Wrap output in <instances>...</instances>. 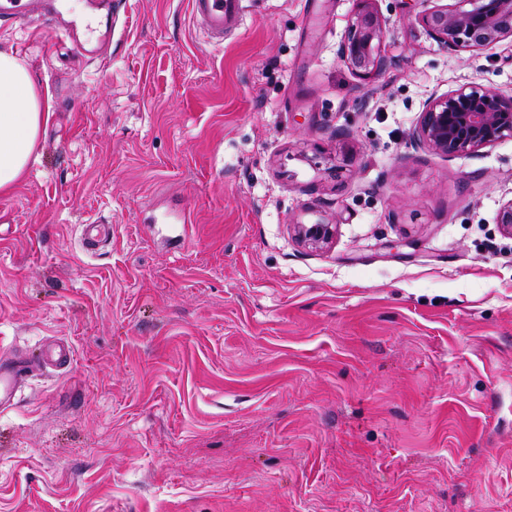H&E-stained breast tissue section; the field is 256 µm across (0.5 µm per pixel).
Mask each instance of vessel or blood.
<instances>
[{
	"label": "vessel or blood",
	"mask_w": 512,
	"mask_h": 512,
	"mask_svg": "<svg viewBox=\"0 0 512 512\" xmlns=\"http://www.w3.org/2000/svg\"><path fill=\"white\" fill-rule=\"evenodd\" d=\"M193 15L200 19L206 32L223 37L225 26L241 11L240 0H191ZM45 19L52 28L67 38L74 52L83 59L102 56L112 43V23L104 21L92 26L82 17L68 14L64 0H0V19ZM72 354L68 344L57 342L31 360L13 351L0 352V411L13 406L24 379L36 369L51 367L67 371Z\"/></svg>",
	"instance_id": "vessel-or-blood-1"
}]
</instances>
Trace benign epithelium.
Returning <instances> with one entry per match:
<instances>
[{
  "label": "benign epithelium",
  "mask_w": 512,
  "mask_h": 512,
  "mask_svg": "<svg viewBox=\"0 0 512 512\" xmlns=\"http://www.w3.org/2000/svg\"><path fill=\"white\" fill-rule=\"evenodd\" d=\"M358 2L337 55L353 74L367 79L386 70L385 31L376 0ZM421 22L429 38L454 50L512 44V0H456L454 6L425 13ZM505 138H512V93L474 80L431 95L413 134L416 145L448 157L472 155ZM498 224L501 234L512 238V200L501 207ZM336 230L337 225L323 221L293 225L299 243L319 248L333 241Z\"/></svg>",
  "instance_id": "1"
}]
</instances>
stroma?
I'll list each match as a JSON object with an SVG mask.
<instances>
[{"mask_svg":"<svg viewBox=\"0 0 512 512\" xmlns=\"http://www.w3.org/2000/svg\"><path fill=\"white\" fill-rule=\"evenodd\" d=\"M452 2L377 0L368 79L357 0H244L215 42L128 0L93 62L0 21L53 102L0 192V348L74 351L0 413V512H512V139L412 141L432 94L512 91L511 48L427 36ZM358 10L349 18L347 32L337 55L357 77L367 79L386 70L387 56L383 20L376 0H358ZM295 239L304 245L323 248L336 237L337 224L316 222L314 224L292 225Z\"/></svg>","mask_w":512,"mask_h":512,"instance_id":"stroma-1","label":"stroma"}]
</instances>
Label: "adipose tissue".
Segmentation results:
<instances>
[{
    "instance_id": "adipose-tissue-1",
    "label": "adipose tissue",
    "mask_w": 512,
    "mask_h": 512,
    "mask_svg": "<svg viewBox=\"0 0 512 512\" xmlns=\"http://www.w3.org/2000/svg\"><path fill=\"white\" fill-rule=\"evenodd\" d=\"M51 110L30 69L13 53L0 50V191L11 190L26 171L40 127Z\"/></svg>"
}]
</instances>
